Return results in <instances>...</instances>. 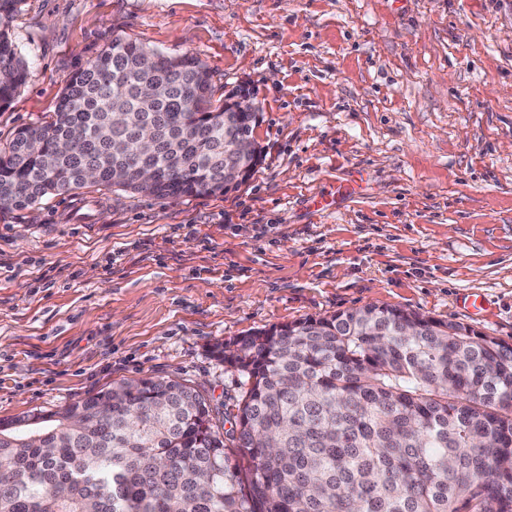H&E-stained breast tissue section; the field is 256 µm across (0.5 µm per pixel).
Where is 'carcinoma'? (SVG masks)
<instances>
[{
    "mask_svg": "<svg viewBox=\"0 0 512 512\" xmlns=\"http://www.w3.org/2000/svg\"><path fill=\"white\" fill-rule=\"evenodd\" d=\"M0 0V109L28 77ZM157 57L142 63L145 54ZM194 55L116 37L49 120L0 147V211L125 172L132 193L226 194L249 178L256 112L211 108ZM154 131L152 185L130 154ZM211 354L243 376L229 441L208 399L171 379L121 381L0 421V512H512V344L397 306L260 329Z\"/></svg>",
    "mask_w": 512,
    "mask_h": 512,
    "instance_id": "1",
    "label": "carcinoma"
}]
</instances>
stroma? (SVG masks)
Here are the masks:
<instances>
[{"mask_svg": "<svg viewBox=\"0 0 512 512\" xmlns=\"http://www.w3.org/2000/svg\"><path fill=\"white\" fill-rule=\"evenodd\" d=\"M9 35L0 144L121 36L201 57L213 105L250 87L262 161L224 195L1 212L0 420L148 376L232 414L215 342L369 304L512 343V0H23Z\"/></svg>", "mask_w": 512, "mask_h": 512, "instance_id": "1", "label": "stroma"}]
</instances>
